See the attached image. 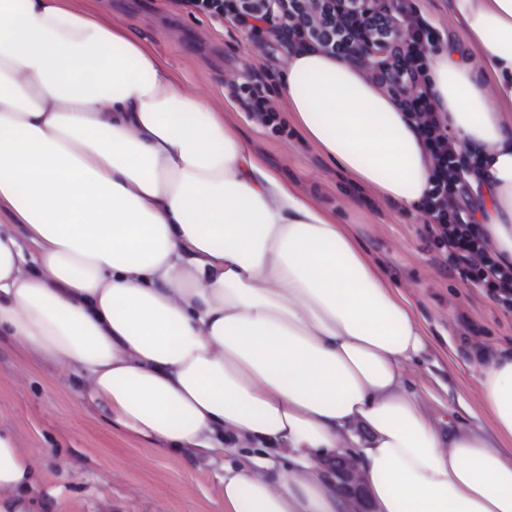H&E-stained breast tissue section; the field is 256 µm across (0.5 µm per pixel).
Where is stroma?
Here are the masks:
<instances>
[{"instance_id":"obj_1","label":"stroma","mask_w":512,"mask_h":512,"mask_svg":"<svg viewBox=\"0 0 512 512\" xmlns=\"http://www.w3.org/2000/svg\"><path fill=\"white\" fill-rule=\"evenodd\" d=\"M69 3L139 37L183 87L223 113L248 149L353 230L379 275L400 288L426 323L430 345L411 381L442 397V404L430 406L435 423H484L469 349H511L512 313L458 273L440 269L420 213L382 203L350 183L302 136L281 97L293 50L287 37L266 24L254 34L234 21L178 8L173 0ZM263 67L272 73L268 96L276 108L269 126L242 107L224 108L225 97H236ZM0 424L15 432L43 472L37 512H216L219 466L198 453L157 449L108 425L76 397L63 369L22 359L6 337L0 339Z\"/></svg>"}]
</instances>
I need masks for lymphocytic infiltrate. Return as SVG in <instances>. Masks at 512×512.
Returning a JSON list of instances; mask_svg holds the SVG:
<instances>
[{"mask_svg": "<svg viewBox=\"0 0 512 512\" xmlns=\"http://www.w3.org/2000/svg\"><path fill=\"white\" fill-rule=\"evenodd\" d=\"M397 13L405 14L411 32L410 59L401 86H388L385 76L379 84L387 85L390 98L416 119L426 150L435 160L431 187L420 210L425 216V230L437 251L436 263L443 269L457 272L461 278L481 288L485 295L504 310L512 312V264L504 262L488 243V237L473 212L464 209L461 198L468 182L465 163L455 147L436 108L424 65L435 33L430 24L404 6Z\"/></svg>", "mask_w": 512, "mask_h": 512, "instance_id": "f902f5d3", "label": "lymphocytic infiltrate"}]
</instances>
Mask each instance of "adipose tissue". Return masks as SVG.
<instances>
[{
	"label": "adipose tissue",
	"mask_w": 512,
	"mask_h": 512,
	"mask_svg": "<svg viewBox=\"0 0 512 512\" xmlns=\"http://www.w3.org/2000/svg\"><path fill=\"white\" fill-rule=\"evenodd\" d=\"M448 11L460 40L426 78L512 262V0ZM282 91L338 171L419 207L433 161L359 67L297 51ZM1 212L0 336L108 424L222 460L223 512H348L319 474L336 456L372 512H512V351L473 362L488 423L436 427L409 383L428 346L411 301L165 62L67 0H0ZM40 480L0 426V512H32Z\"/></svg>",
	"instance_id": "obj_1"
}]
</instances>
